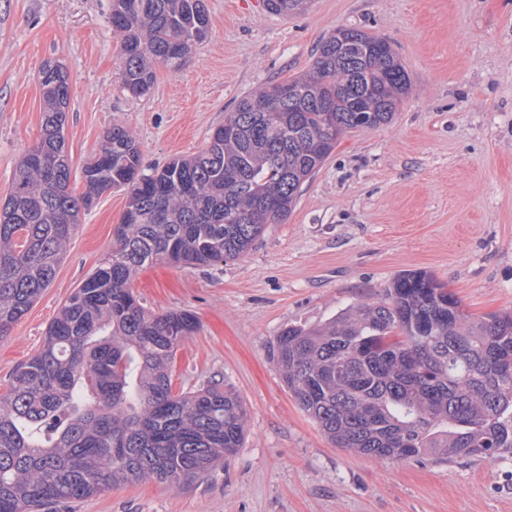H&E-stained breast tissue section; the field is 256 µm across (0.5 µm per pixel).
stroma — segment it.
Here are the masks:
<instances>
[{"mask_svg": "<svg viewBox=\"0 0 512 512\" xmlns=\"http://www.w3.org/2000/svg\"><path fill=\"white\" fill-rule=\"evenodd\" d=\"M207 37L178 67L156 65L133 97L122 79L111 0H0V203L42 124L38 71L72 81V177L106 132L135 135L144 169L205 148L244 96L309 70L339 27L386 37L410 76L392 122L341 136L287 220L221 266L156 263L132 283L156 313L189 310L174 390L223 379L242 399L241 448L208 477L106 489L67 512H512V455L377 461L335 447L283 383L273 350L291 325L317 326L385 297L399 274L431 273L469 314L512 311V0H311L289 16L264 0H205ZM127 195L82 211L56 276L0 339V392L112 248Z\"/></svg>", "mask_w": 512, "mask_h": 512, "instance_id": "35a3bbf8", "label": "stroma"}]
</instances>
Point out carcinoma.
Here are the masks:
<instances>
[{
	"label": "carcinoma",
	"mask_w": 512,
	"mask_h": 512,
	"mask_svg": "<svg viewBox=\"0 0 512 512\" xmlns=\"http://www.w3.org/2000/svg\"><path fill=\"white\" fill-rule=\"evenodd\" d=\"M306 0H266L279 15ZM124 88L152 66L176 67L207 34L204 0H112ZM42 133L24 151L0 206V338L55 278L80 212L110 190L128 194L112 250L50 322L41 350L0 394V512H59L135 483H188L241 447V398L214 380L176 393L179 347L198 329L187 310H147L131 288L159 261L214 266L244 255L283 223L301 186L340 135L392 121L409 74L383 37L339 28L310 71L271 83L224 113L206 148L147 174L122 125L70 189L65 130L71 82L39 71ZM282 381L338 448L375 459L495 460L512 454V312L478 318L430 273L396 277L386 297L277 338Z\"/></svg>",
	"instance_id": "obj_1"
}]
</instances>
